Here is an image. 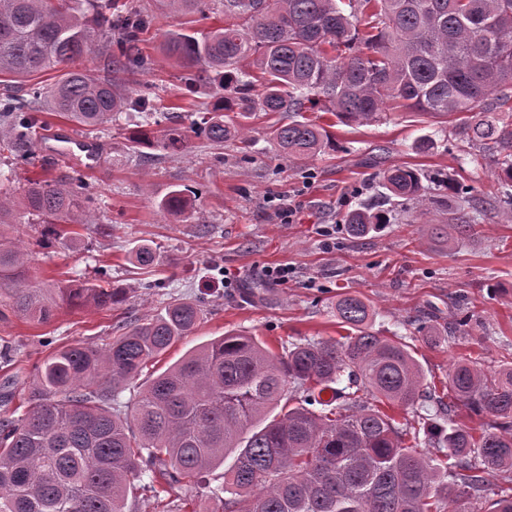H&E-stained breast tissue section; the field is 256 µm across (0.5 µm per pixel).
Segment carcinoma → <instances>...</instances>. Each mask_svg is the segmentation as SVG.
Listing matches in <instances>:
<instances>
[{"instance_id": "obj_1", "label": "carcinoma", "mask_w": 512, "mask_h": 512, "mask_svg": "<svg viewBox=\"0 0 512 512\" xmlns=\"http://www.w3.org/2000/svg\"><path fill=\"white\" fill-rule=\"evenodd\" d=\"M176 18L224 16V24L170 33L163 52L189 70L188 90L210 99L201 119L178 116L161 129L154 101L130 98L128 76L146 69L139 44L151 14L142 0H0V157L36 160L42 114L100 136L120 112L143 121L126 140L170 155L203 138L219 150L257 112L316 108L344 125L376 122L397 110L440 119L468 148L494 158L512 183V0H169ZM88 55L106 73L73 69ZM63 73L49 88L33 81ZM268 134L291 163L336 148L322 125L276 121ZM395 196L420 197L418 173L382 171ZM43 225L36 245L73 239L93 197L78 175L0 178V321L12 313L48 322L60 304L110 310L126 290L100 269L92 280L55 288L26 285L32 253L5 242L16 201ZM158 211L194 209L169 190ZM344 224L364 236L384 217L359 207ZM475 225L450 218L437 235L452 244ZM333 315L341 340L292 343L276 353L254 336L226 332L188 351L118 397L148 363L196 328L198 305L173 299L101 346L71 345L35 365L22 393L26 411L0 420V512H130L131 480L151 473L169 489L200 487L236 453L224 475L225 512H512V364L488 372L469 359L448 368V401L424 387L423 371L399 336L373 328V309L342 294ZM416 329L435 342L428 317ZM448 407V426L419 413ZM412 411L395 424L381 410ZM280 412H275V409ZM464 409L484 422L456 423ZM432 449L419 448V434Z\"/></svg>"}]
</instances>
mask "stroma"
<instances>
[{"label":"stroma","mask_w":512,"mask_h":512,"mask_svg":"<svg viewBox=\"0 0 512 512\" xmlns=\"http://www.w3.org/2000/svg\"><path fill=\"white\" fill-rule=\"evenodd\" d=\"M150 10L153 20L140 44L147 68L128 91L135 95L141 84L153 85L164 106L184 107L183 120L191 122L204 101L184 99L186 73L162 51L177 21L165 0H150ZM317 118L336 147L302 168L265 140L272 118L262 112L248 121L251 147L229 141L216 150L197 139L190 153L178 156L132 153L125 134L142 115L124 112L101 136L96 168L55 163L51 175L81 172L96 203L91 223L77 225L72 242L39 250V225L23 223L11 232L12 242L36 250L33 286L91 278L102 266L113 285L125 288L126 299L109 310L64 307L44 324L15 316L0 321V351L11 356L0 383L8 379L23 390L35 364L56 349L104 344L119 326L152 316L171 298L199 301L202 319L192 335L148 364L146 379L230 330L276 351L304 338L340 339L343 330L331 313L340 293L371 302L374 329L404 338L428 384L444 382L449 364L461 357L487 371L511 362L512 207L503 196L512 186L497 178L492 162L471 160L464 143L431 117L391 112L383 121L349 126L325 112ZM424 135L432 145L421 152L415 144ZM392 164L418 170L424 201L395 197L383 187L378 172ZM174 185L196 198L194 210L178 220L156 207ZM363 204L382 211L387 224L355 238L342 217ZM452 205L477 232L448 246L426 233L421 214L444 224ZM288 206L294 215L286 222L279 211ZM143 244L157 248L160 265L136 263L134 252ZM275 266L288 268L287 283L266 280L265 269ZM228 273L235 278L231 288L224 285ZM248 290L255 293L249 300ZM458 313L472 318L468 335L447 332L433 344L412 326L426 314L445 325Z\"/></svg>","instance_id":"1"}]
</instances>
